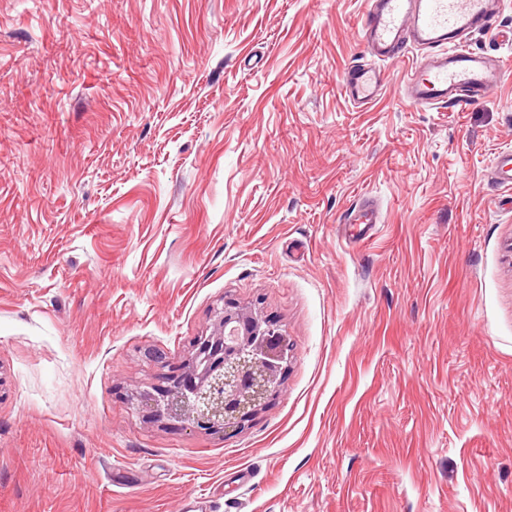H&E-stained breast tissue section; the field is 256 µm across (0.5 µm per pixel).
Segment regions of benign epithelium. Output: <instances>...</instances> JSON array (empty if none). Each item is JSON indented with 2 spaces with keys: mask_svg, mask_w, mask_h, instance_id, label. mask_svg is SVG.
Here are the masks:
<instances>
[{
  "mask_svg": "<svg viewBox=\"0 0 512 512\" xmlns=\"http://www.w3.org/2000/svg\"><path fill=\"white\" fill-rule=\"evenodd\" d=\"M288 334L262 311L224 303L210 333L199 337L173 386L136 394L155 416L184 421L196 432L235 430L278 392L291 357Z\"/></svg>",
  "mask_w": 512,
  "mask_h": 512,
  "instance_id": "obj_1",
  "label": "benign epithelium"
}]
</instances>
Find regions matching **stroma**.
<instances>
[{"instance_id":"35a3bbf8","label":"stroma","mask_w":512,"mask_h":512,"mask_svg":"<svg viewBox=\"0 0 512 512\" xmlns=\"http://www.w3.org/2000/svg\"><path fill=\"white\" fill-rule=\"evenodd\" d=\"M362 6L0 0V512H512V46L466 111L403 61L358 110ZM228 301L288 334L276 396L133 407Z\"/></svg>"}]
</instances>
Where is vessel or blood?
<instances>
[{
  "instance_id": "1",
  "label": "vessel or blood",
  "mask_w": 512,
  "mask_h": 512,
  "mask_svg": "<svg viewBox=\"0 0 512 512\" xmlns=\"http://www.w3.org/2000/svg\"><path fill=\"white\" fill-rule=\"evenodd\" d=\"M505 0H363L356 37L372 63L349 66L342 78L348 102L367 108L387 85L385 63L416 49L403 79L416 106L462 109L483 102L504 76L501 58L473 50V35L498 36L493 22Z\"/></svg>"
}]
</instances>
